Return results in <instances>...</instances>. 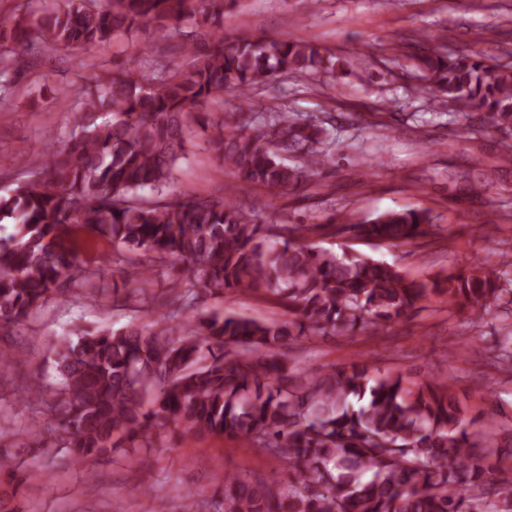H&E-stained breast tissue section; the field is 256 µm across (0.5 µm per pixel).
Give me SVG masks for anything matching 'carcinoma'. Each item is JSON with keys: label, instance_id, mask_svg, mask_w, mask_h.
Here are the masks:
<instances>
[{"label": "carcinoma", "instance_id": "1", "mask_svg": "<svg viewBox=\"0 0 512 512\" xmlns=\"http://www.w3.org/2000/svg\"><path fill=\"white\" fill-rule=\"evenodd\" d=\"M237 2L61 0L0 16L3 102L42 46L80 54L148 27L161 38L205 31L183 45L182 68L142 57L93 73L66 143L22 153L30 179L0 195V222L14 225L0 239V341L48 299L66 301L99 274L82 247L91 237L118 248L114 295L144 290L156 262L181 272L159 303L166 312L146 326H73L77 340L55 351L51 397L37 384L19 396L45 404L46 420L24 437L67 449L91 480L95 463L124 448H155L170 430L181 439L231 438L285 465V483L224 473L213 512H512V480L489 462L499 443L484 422L497 413L468 417L440 381L409 386L400 373L370 374L359 364L300 370L287 353L303 336H377L438 296L480 321L495 318L512 294L499 276V267L512 266L509 255L495 267L465 265L417 281L393 264L309 239L411 245L437 236L425 209L387 210L363 224H261L222 196L170 194L194 126L217 160L269 191L286 194L326 164L316 147L327 133L319 120L282 111L256 124L250 112L208 110L227 88L247 104L275 78L346 76L318 44L224 33V15ZM409 48L415 93L470 111L488 129L512 131V55L490 63L442 50L427 35ZM288 152L302 153L303 165L286 163ZM235 292L263 293L285 318L195 309Z\"/></svg>", "mask_w": 512, "mask_h": 512}]
</instances>
